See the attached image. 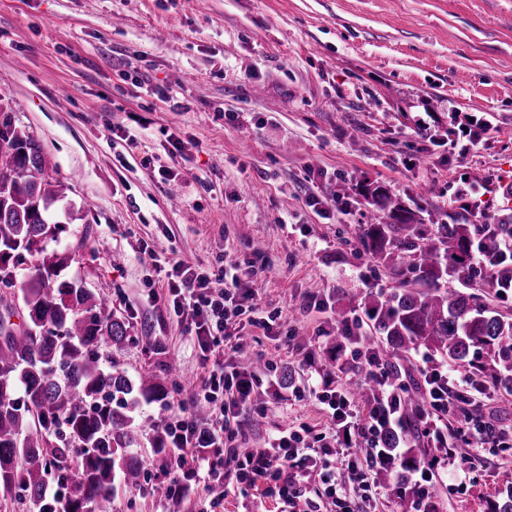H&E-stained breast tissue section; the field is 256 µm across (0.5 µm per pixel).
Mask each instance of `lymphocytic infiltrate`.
Masks as SVG:
<instances>
[{
  "instance_id": "f902f5d3",
  "label": "lymphocytic infiltrate",
  "mask_w": 512,
  "mask_h": 512,
  "mask_svg": "<svg viewBox=\"0 0 512 512\" xmlns=\"http://www.w3.org/2000/svg\"><path fill=\"white\" fill-rule=\"evenodd\" d=\"M168 265V307L177 318L189 321L201 363L208 371L206 382L193 395L191 408L163 422L168 447L193 451L192 458L178 456L166 464L170 493H182L179 473L188 464H204L211 483H225L243 492L259 486L266 496L290 501L303 498L307 482L315 477L338 512H360L358 505L347 501L344 486L350 483L367 492L376 489L378 450L385 432L399 421L404 394L400 380L391 377L366 347L363 319L353 316L339 323L337 331L347 340L353 362L365 368L373 386L374 399L365 411H357L352 393L333 387L330 374L324 373L313 395L332 423L331 434L312 432L302 423L281 431L270 447L230 448L226 436L252 400L253 378L240 363L225 365L216 350L228 338L232 318L249 315L252 323L272 332L277 328L276 317L263 313L254 291L243 289L241 267L221 265L211 273L176 254ZM421 372L427 391V405L421 413L424 429L440 447L453 448L449 414L457 412L460 404L490 395L491 388L470 376L454 379L427 365ZM338 444L344 451L340 467L335 468L325 453ZM359 444L365 447L361 456L355 453ZM224 447L229 450L226 459H217V450Z\"/></svg>"
}]
</instances>
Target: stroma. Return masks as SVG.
<instances>
[{
	"label": "stroma",
	"mask_w": 512,
	"mask_h": 512,
	"mask_svg": "<svg viewBox=\"0 0 512 512\" xmlns=\"http://www.w3.org/2000/svg\"><path fill=\"white\" fill-rule=\"evenodd\" d=\"M0 95L55 177L94 202L60 244L75 256L66 277L106 298L130 330L114 353L120 369L180 366L166 401L135 415L153 476L166 460L152 446L162 421L190 405L207 371L144 247L206 269L253 266L260 307L312 340L335 335L337 311L361 314L366 296L395 286L389 264L359 244L371 213L358 181L382 182L451 224L512 221L502 196L512 179V0H0ZM452 112L490 126L459 161L448 158ZM174 135L182 152L171 150ZM468 183L480 193L461 195ZM310 194L326 213L307 206ZM314 291L325 308L308 305ZM235 328L225 362L240 351L264 360L240 445L265 447L295 421L328 430L295 392L308 375L298 355L248 321ZM145 330L159 353L135 343ZM413 454L438 462L434 512H491L512 480V449L477 455L460 439L447 460L424 437ZM464 465L469 480L449 489ZM211 497L201 481L182 498L119 487L106 509L203 512Z\"/></svg>",
	"instance_id": "obj_1"
}]
</instances>
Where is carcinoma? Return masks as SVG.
I'll return each mask as SVG.
<instances>
[{
    "label": "carcinoma",
    "mask_w": 512,
    "mask_h": 512,
    "mask_svg": "<svg viewBox=\"0 0 512 512\" xmlns=\"http://www.w3.org/2000/svg\"><path fill=\"white\" fill-rule=\"evenodd\" d=\"M73 187L51 176L42 144L15 126L0 103V317L23 301L24 327L0 325V487L42 512H94L115 492L141 484L137 455L142 427L131 413L142 403L167 396L165 382L151 369L132 379L119 369L101 341L120 349L129 339L125 322L105 314L104 299L62 278L72 262L59 242L64 225L80 218ZM358 192L376 210L371 223L357 226L363 250L390 261L397 286L384 299L363 303L380 342L385 368L399 377L411 353L423 346L440 352L475 380L512 389V317L480 302L479 295L441 287L450 276L473 268L475 254L496 259L484 287L512 278V263L499 259L506 225L473 236L468 224L437 219L415 223L414 214L380 182ZM35 273L17 283L25 257ZM424 393L406 399L397 427L382 448L378 478L385 482L412 470L407 443L419 431ZM77 478L63 494L45 500L49 479Z\"/></svg>",
    "instance_id": "obj_1"
}]
</instances>
